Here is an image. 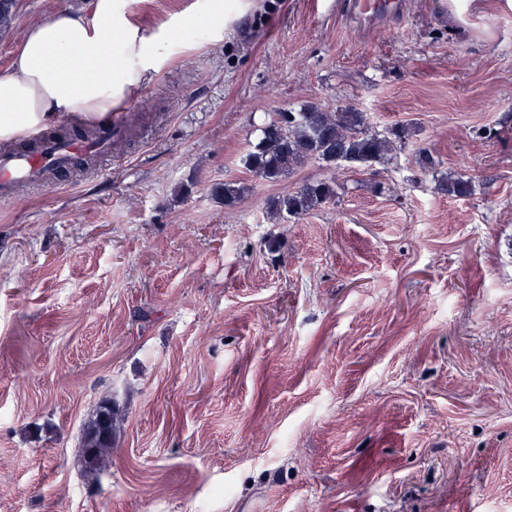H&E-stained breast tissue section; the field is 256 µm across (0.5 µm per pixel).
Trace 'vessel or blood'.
<instances>
[{"label":"vessel or blood","mask_w":512,"mask_h":512,"mask_svg":"<svg viewBox=\"0 0 512 512\" xmlns=\"http://www.w3.org/2000/svg\"><path fill=\"white\" fill-rule=\"evenodd\" d=\"M346 7L358 17H393L402 14L404 3L403 0H348ZM127 120V113H113L111 121L94 141L79 137L60 139L39 131L32 136L35 150L0 153V198L8 196L17 183L39 180L45 171L67 166L89 155L110 154L112 137L124 129Z\"/></svg>","instance_id":"b4317fda"}]
</instances>
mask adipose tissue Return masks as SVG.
<instances>
[{
	"mask_svg": "<svg viewBox=\"0 0 512 512\" xmlns=\"http://www.w3.org/2000/svg\"><path fill=\"white\" fill-rule=\"evenodd\" d=\"M164 37L132 26L125 0H93L29 26L0 73V146L63 115L93 118L134 98L163 55Z\"/></svg>",
	"mask_w": 512,
	"mask_h": 512,
	"instance_id": "1",
	"label": "adipose tissue"
}]
</instances>
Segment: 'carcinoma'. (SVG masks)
Masks as SVG:
<instances>
[{
  "instance_id": "1",
  "label": "carcinoma",
  "mask_w": 512,
  "mask_h": 512,
  "mask_svg": "<svg viewBox=\"0 0 512 512\" xmlns=\"http://www.w3.org/2000/svg\"><path fill=\"white\" fill-rule=\"evenodd\" d=\"M16 19V0H0V34L12 29ZM256 143L242 157L243 167L255 177L277 182L294 169L318 162L326 168L346 163L358 170H369L382 162L392 150L391 139L369 132L362 112L352 106L323 107L308 103L299 109L274 112L269 120L255 127ZM448 195L470 194V181L459 173L448 175ZM247 187L232 181L221 183L212 195L225 208L235 207ZM334 179L309 182L295 191L271 199L268 214L276 224L300 218L336 197ZM118 414L112 403L102 404L85 426L82 437L84 469L95 474L106 463L114 443Z\"/></svg>"
}]
</instances>
